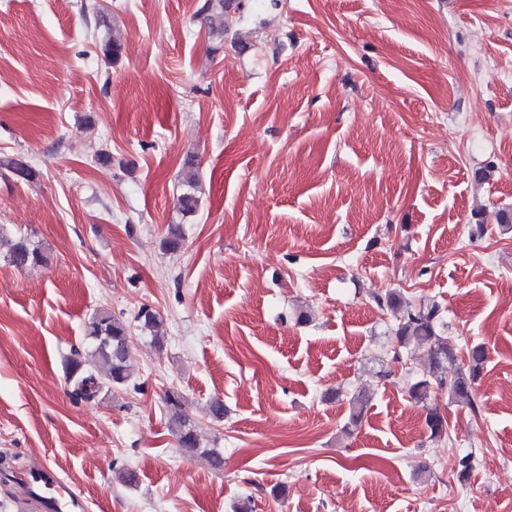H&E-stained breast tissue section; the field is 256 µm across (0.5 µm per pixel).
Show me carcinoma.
I'll return each instance as SVG.
<instances>
[{
	"label": "carcinoma",
	"mask_w": 512,
	"mask_h": 512,
	"mask_svg": "<svg viewBox=\"0 0 512 512\" xmlns=\"http://www.w3.org/2000/svg\"><path fill=\"white\" fill-rule=\"evenodd\" d=\"M231 2L233 0H204L198 10V15L210 32L219 38L224 37V11ZM2 165L9 168L19 181L33 183L39 179L40 171L24 159L0 161V166ZM199 185L195 163L186 162L181 173L182 193L177 198V210L184 218L192 216L198 210ZM7 258L17 268L40 266L47 261L40 248L27 237L11 241ZM375 302L379 307L392 311L395 316L393 337L396 347L392 350L393 360L400 359V350L413 342L429 346V370L409 386L408 393L427 410L426 425L430 437H440L447 432V422L437 405L432 403L433 397L442 392L455 402L473 405L472 393L487 363V348L483 344L470 347L462 365L450 375L446 363L454 358V352L448 346V337L443 335L447 323L444 310L439 304L424 300L410 301L395 292L377 296ZM135 321L139 323L141 331L149 333L157 341L160 340V320L151 309H140ZM87 336L89 344L72 349L64 358V366L71 398L77 402L91 403L103 394L129 386L132 371L127 327L118 317L106 310L95 312L88 323ZM165 403L170 429L183 453L194 455L200 451L210 457L215 468H222L224 459L220 452L215 448L203 447L200 427L183 412L181 394L176 391L165 392ZM367 403V395L360 391L348 397L347 427L355 428L361 423ZM477 465L478 458L475 453L458 455L455 464L458 481L467 482Z\"/></svg>",
	"instance_id": "1"
}]
</instances>
